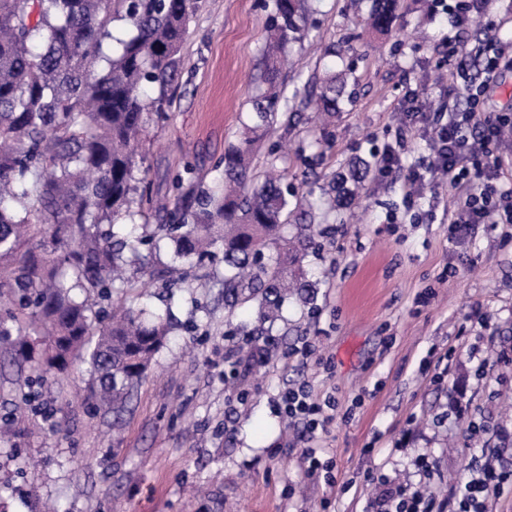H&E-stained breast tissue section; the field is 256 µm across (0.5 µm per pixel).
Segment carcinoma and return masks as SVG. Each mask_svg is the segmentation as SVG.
Masks as SVG:
<instances>
[{"label": "carcinoma", "mask_w": 512, "mask_h": 512, "mask_svg": "<svg viewBox=\"0 0 512 512\" xmlns=\"http://www.w3.org/2000/svg\"><path fill=\"white\" fill-rule=\"evenodd\" d=\"M400 0H371L372 26L399 34ZM195 0H0V342L13 360L45 377L75 361L89 365L96 404L120 414L166 345L167 317L138 307L131 294L148 276L224 288L228 315L255 304L262 323L282 317L288 295L309 300L317 284L303 260L322 205L301 194L271 146L267 170L253 144L272 133L288 106L277 90L278 57L302 44L315 22L305 0H273L266 88L239 140L224 150L219 178L173 181L157 203L131 143L169 104L181 72ZM115 22L128 34L116 38ZM353 100L346 73L326 72L306 105L334 117ZM370 169L355 159L332 190L349 202ZM168 241L175 264L154 267L139 246ZM224 272L210 270L217 262ZM121 291L112 312L99 306Z\"/></svg>", "instance_id": "carcinoma-1"}]
</instances>
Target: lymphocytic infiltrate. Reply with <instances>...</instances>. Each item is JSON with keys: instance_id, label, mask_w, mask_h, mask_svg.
<instances>
[{"instance_id": "lymphocytic-infiltrate-1", "label": "lymphocytic infiltrate", "mask_w": 512, "mask_h": 512, "mask_svg": "<svg viewBox=\"0 0 512 512\" xmlns=\"http://www.w3.org/2000/svg\"><path fill=\"white\" fill-rule=\"evenodd\" d=\"M442 63L453 77L441 91L455 99L448 119L433 123L419 97H412L406 110L410 121L428 127L429 154L416 163H406L393 147L378 153L376 167L385 177L401 181L408 201L422 199L428 187L445 180L459 189L463 201L448 217L452 239L463 241L474 235L482 224L512 223V186L493 182V157L501 141L499 118L487 111L485 95L498 82L503 67H512V57L504 55L496 39L468 46L453 37L445 38ZM482 59V80H470L465 68L469 56ZM283 413L288 420L301 422L309 439L327 433L333 420L323 403L314 399L303 386L291 387L282 396ZM512 482V471L484 463L460 483L452 501L425 496L421 488L399 485L389 489L370 505L371 512H490L493 499L505 484Z\"/></svg>"}]
</instances>
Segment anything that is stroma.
I'll list each match as a JSON object with an SVG mask.
<instances>
[{"label": "stroma", "instance_id": "35a3bbf8", "mask_svg": "<svg viewBox=\"0 0 512 512\" xmlns=\"http://www.w3.org/2000/svg\"><path fill=\"white\" fill-rule=\"evenodd\" d=\"M319 22L282 73L283 96L345 71L354 89L312 155L306 119L277 136L296 178L326 183L369 150L400 143L402 155H427L424 139L401 135L399 109L426 78L442 95L435 68L448 17L434 0H401L399 36L368 28L367 0H310ZM272 0H198L182 55L179 84L166 116L152 121L138 146L157 196L172 192L184 165L213 179L235 141L264 69L262 47ZM458 191L442 182L420 201L432 221L415 224L400 182L370 171L353 202L357 218L317 215L332 233L307 257L316 298L283 305L275 348L251 365L255 307L224 320L221 288H178L151 282L148 307L172 309L176 324L122 417L70 401L92 377L86 364L37 379L11 363L0 343V419L12 442L0 444V490L7 512H367L380 495L377 475L426 482L445 496L482 454L512 462V440L465 438L466 418L451 399L512 430V224L479 227L471 239H448ZM434 293L428 305L417 293ZM315 339L325 363L284 358L301 338ZM451 354L445 381L430 383L426 361ZM309 382L314 396L336 400L328 433L302 440L301 424L278 410L282 391ZM458 404V405H459ZM332 460L335 485L305 475L302 452ZM433 459L424 478L419 455Z\"/></svg>", "mask_w": 512, "mask_h": 512}]
</instances>
